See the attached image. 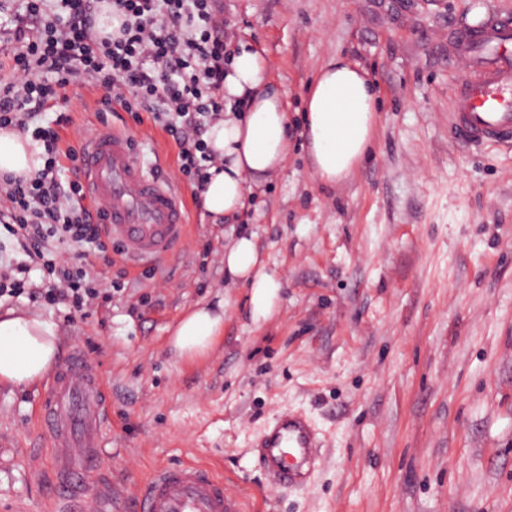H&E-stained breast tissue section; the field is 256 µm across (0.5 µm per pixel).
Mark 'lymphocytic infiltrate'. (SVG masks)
<instances>
[{"instance_id":"lymphocytic-infiltrate-1","label":"lymphocytic infiltrate","mask_w":512,"mask_h":512,"mask_svg":"<svg viewBox=\"0 0 512 512\" xmlns=\"http://www.w3.org/2000/svg\"><path fill=\"white\" fill-rule=\"evenodd\" d=\"M100 2L0 0V25L17 43L0 63V129L31 131L44 159L31 178L0 179V225L51 275L41 299L79 310L98 298L95 280L80 266L57 269L53 250L105 248L104 228L81 205L82 184L58 180V132L33 126V119L68 86L91 81L105 91L102 106L117 101L128 112L162 115L180 147L181 173L200 181L210 160L201 132L224 110L230 55L218 0H111L120 26L108 39L95 29Z\"/></svg>"}]
</instances>
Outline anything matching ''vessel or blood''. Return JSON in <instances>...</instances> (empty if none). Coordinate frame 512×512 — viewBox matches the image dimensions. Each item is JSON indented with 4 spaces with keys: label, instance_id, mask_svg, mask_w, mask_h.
Listing matches in <instances>:
<instances>
[{
    "label": "vessel or blood",
    "instance_id": "vessel-or-blood-1",
    "mask_svg": "<svg viewBox=\"0 0 512 512\" xmlns=\"http://www.w3.org/2000/svg\"><path fill=\"white\" fill-rule=\"evenodd\" d=\"M448 59L464 71L458 80L450 125L463 143L512 145V17L448 31ZM84 199L127 258L160 260L187 234L181 191L148 174L131 132L100 128L79 150ZM107 395L97 365L74 350L53 375L39 410L41 431L53 450L60 489L59 512H89L85 491L99 473V428ZM260 460L276 484L303 485L316 464L317 434L302 415L280 411L259 443ZM134 512H247L224 482L189 462L156 471L139 484Z\"/></svg>",
    "mask_w": 512,
    "mask_h": 512
}]
</instances>
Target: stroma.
<instances>
[{
    "label": "stroma",
    "mask_w": 512,
    "mask_h": 512,
    "mask_svg": "<svg viewBox=\"0 0 512 512\" xmlns=\"http://www.w3.org/2000/svg\"><path fill=\"white\" fill-rule=\"evenodd\" d=\"M233 43L260 49L287 93L294 130L309 83L351 59L378 90L370 151L345 180L315 177L302 138L255 193L246 224L203 222L179 147L154 113L101 111L93 84L71 86L36 123L61 148L92 128L127 127L144 168L177 180L188 233L148 277L116 245L82 264L110 297L82 312L24 294L2 309L57 326L61 356L100 365L101 512H130L156 468L209 465L249 512H512V150L469 147L449 127L460 72L448 26L512 15V0H221ZM253 234L279 300L253 322L250 288L224 250ZM223 302L224 334L204 357L169 340L197 306ZM44 383L0 385V512H51V448L38 423ZM288 409L318 432L299 487L258 461L267 424Z\"/></svg>",
    "instance_id": "1"
}]
</instances>
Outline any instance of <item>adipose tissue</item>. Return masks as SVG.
<instances>
[{"label": "adipose tissue", "mask_w": 512, "mask_h": 512, "mask_svg": "<svg viewBox=\"0 0 512 512\" xmlns=\"http://www.w3.org/2000/svg\"><path fill=\"white\" fill-rule=\"evenodd\" d=\"M304 113L315 173L323 183L336 184L360 164L374 138L377 94L367 72L347 59H330L308 88ZM203 141L215 162L198 196L205 216L216 224L249 208L252 187L283 170L291 146L285 93L259 51L245 46L233 51L224 68V114L208 127ZM43 165L41 149L29 135L0 130V175L29 176ZM224 268L250 281L253 317L267 318L281 284L263 272L251 237H238L225 251ZM223 329V307H199L179 320L171 346L193 360L208 353ZM57 357L54 323L14 309L0 315L1 383L35 384Z\"/></svg>", "instance_id": "adipose-tissue-1"}]
</instances>
